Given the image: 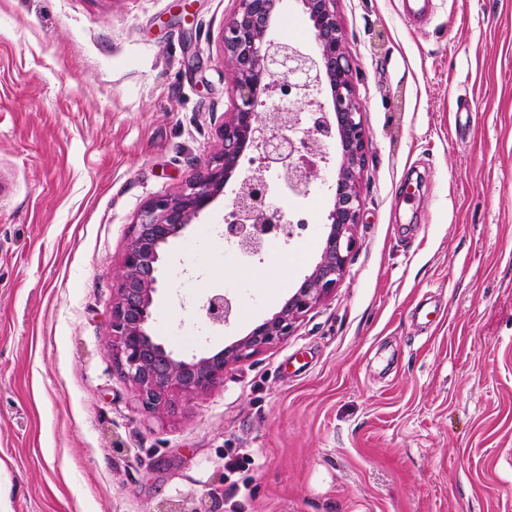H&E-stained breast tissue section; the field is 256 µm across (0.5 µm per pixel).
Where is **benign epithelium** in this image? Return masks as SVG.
I'll use <instances>...</instances> for the list:
<instances>
[{
    "label": "benign epithelium",
    "instance_id": "1",
    "mask_svg": "<svg viewBox=\"0 0 512 512\" xmlns=\"http://www.w3.org/2000/svg\"><path fill=\"white\" fill-rule=\"evenodd\" d=\"M237 10L224 26V59L235 73L233 112L223 124L224 149L176 196L148 201L131 225V242L119 272L118 301L112 306V356L121 373L137 386L145 411L169 405L173 390L202 394L224 378V368L276 344L294 332L300 316L335 292L357 247L362 198L358 180L366 166L368 133L356 97L357 71L336 15L337 0H300L314 29L317 53L275 40L271 22L279 0H236ZM307 134L294 130L301 114ZM338 141L341 162L327 186L333 206L326 223L320 261L303 277L282 308L246 336L210 356L180 359L150 332V308L157 290L162 249L198 219L236 173L245 148L255 157L240 174L231 211L224 218V239L246 253L261 250L265 237L284 223L282 212L266 205L273 166L277 177L306 194L322 179L312 159L318 136ZM214 326H226L231 301L221 294L203 305Z\"/></svg>",
    "mask_w": 512,
    "mask_h": 512
}]
</instances>
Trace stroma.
Wrapping results in <instances>:
<instances>
[{
  "mask_svg": "<svg viewBox=\"0 0 512 512\" xmlns=\"http://www.w3.org/2000/svg\"><path fill=\"white\" fill-rule=\"evenodd\" d=\"M236 6L0 0V512H512V0H434L417 27L401 0H337L369 144L335 294L170 410L115 367L131 226L223 151ZM277 15L314 50L301 0ZM272 195L297 240L242 257L228 187L165 246L167 349L218 352L318 262L331 196ZM206 318L214 326H226L232 314L231 301L221 294L211 296L203 305Z\"/></svg>",
  "mask_w": 512,
  "mask_h": 512,
  "instance_id": "1",
  "label": "stroma"
}]
</instances>
